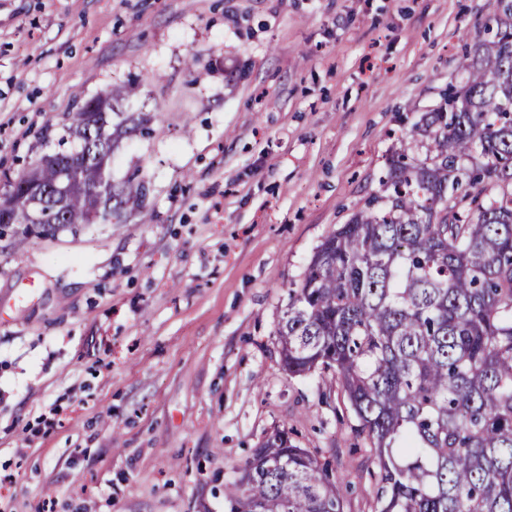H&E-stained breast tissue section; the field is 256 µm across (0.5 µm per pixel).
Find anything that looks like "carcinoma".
Returning <instances> with one entry per match:
<instances>
[{
    "label": "carcinoma",
    "mask_w": 512,
    "mask_h": 512,
    "mask_svg": "<svg viewBox=\"0 0 512 512\" xmlns=\"http://www.w3.org/2000/svg\"><path fill=\"white\" fill-rule=\"evenodd\" d=\"M461 61V90L420 115L381 189L315 248L276 336L290 375L336 373L358 420L377 512H512V0ZM126 86L81 102L59 139L84 177L58 206L61 170L38 172L39 235L78 231ZM425 149L424 157L410 155ZM137 173L110 187L113 214L148 216ZM12 245L31 231L1 224ZM277 429L224 488L237 512H343L340 483Z\"/></svg>",
    "instance_id": "carcinoma-1"
}]
</instances>
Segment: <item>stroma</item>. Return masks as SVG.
Listing matches in <instances>:
<instances>
[{
	"mask_svg": "<svg viewBox=\"0 0 512 512\" xmlns=\"http://www.w3.org/2000/svg\"><path fill=\"white\" fill-rule=\"evenodd\" d=\"M492 10L0 0V191L56 152L78 101L125 84L120 112L156 134L121 141L112 180L139 171L157 215L0 240V512H229L225 485L284 427L344 512H374L338 378L288 375L276 326Z\"/></svg>",
	"mask_w": 512,
	"mask_h": 512,
	"instance_id": "stroma-1",
	"label": "stroma"
}]
</instances>
